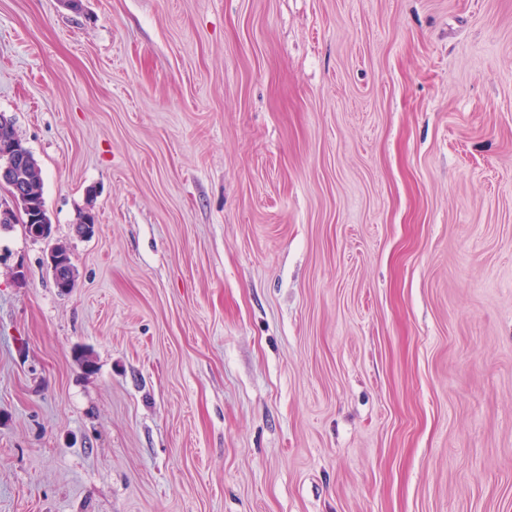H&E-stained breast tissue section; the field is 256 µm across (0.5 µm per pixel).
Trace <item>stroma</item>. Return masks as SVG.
<instances>
[{
	"mask_svg": "<svg viewBox=\"0 0 512 512\" xmlns=\"http://www.w3.org/2000/svg\"><path fill=\"white\" fill-rule=\"evenodd\" d=\"M0 114V512H512V0H0ZM1 147L2 152L0 155H2L5 160L3 164L0 163V186L5 185L8 188L12 207H22L31 211L33 206V188H35L36 192L33 202L37 208L41 210L45 209L41 168L33 157V154L27 149L31 158V165L25 174L32 188L30 184L21 182L20 179L16 177L17 168L22 167L25 162V148L19 143L12 142H6V144H2ZM38 224L33 227V231L31 234L30 227L32 224L26 223V218L22 215L17 223L14 224H24V228L26 233L36 241H42L48 245L47 249V266L52 274L54 282L57 281L62 283L63 285L70 282V288L74 287L75 284V269L73 261H71L73 267V276L70 281L69 276V259L67 256L72 258L70 252L66 254L61 251L59 245L57 243H51L53 239L52 235V224H49V221L45 215L39 213L37 215ZM67 255V256H66Z\"/></svg>",
	"mask_w": 512,
	"mask_h": 512,
	"instance_id": "35a3bbf8",
	"label": "stroma"
}]
</instances>
